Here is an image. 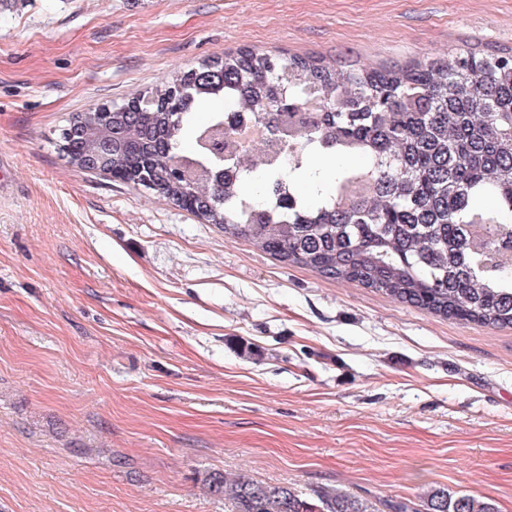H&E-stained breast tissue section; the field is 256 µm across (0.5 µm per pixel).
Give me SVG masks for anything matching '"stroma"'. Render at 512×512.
I'll return each mask as SVG.
<instances>
[{
    "instance_id": "obj_1",
    "label": "stroma",
    "mask_w": 512,
    "mask_h": 512,
    "mask_svg": "<svg viewBox=\"0 0 512 512\" xmlns=\"http://www.w3.org/2000/svg\"><path fill=\"white\" fill-rule=\"evenodd\" d=\"M242 47L508 49L512 0H0V512H230L214 470L512 512V329L282 264L60 151L77 113ZM421 504L400 502L394 512H497L491 499L465 493H450L445 488H432L420 496ZM415 506H419V509Z\"/></svg>"
}]
</instances>
